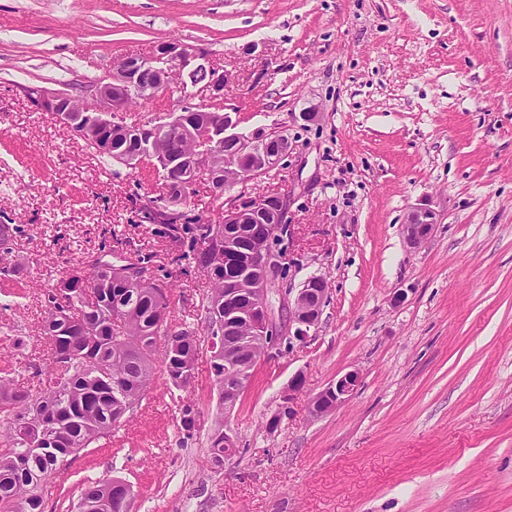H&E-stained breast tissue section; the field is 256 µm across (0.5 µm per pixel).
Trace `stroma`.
Returning <instances> with one entry per match:
<instances>
[{"label":"stroma","instance_id":"obj_1","mask_svg":"<svg viewBox=\"0 0 512 512\" xmlns=\"http://www.w3.org/2000/svg\"><path fill=\"white\" fill-rule=\"evenodd\" d=\"M172 41L227 72L237 132L287 135L278 168L224 198L282 197L283 285L324 276L328 301L305 341L259 360L231 413L203 374L183 390L156 374L111 435L68 457L44 512H77L83 483L112 477L132 512H512V0H0V224L19 228L0 373L45 369L46 292L105 248L116 264L150 257L172 325L204 334L208 278L142 211L161 178L25 95L93 103L114 61ZM421 205L437 223L412 246L404 218ZM352 369L353 396L311 416ZM221 418L242 452L218 467Z\"/></svg>","mask_w":512,"mask_h":512}]
</instances>
